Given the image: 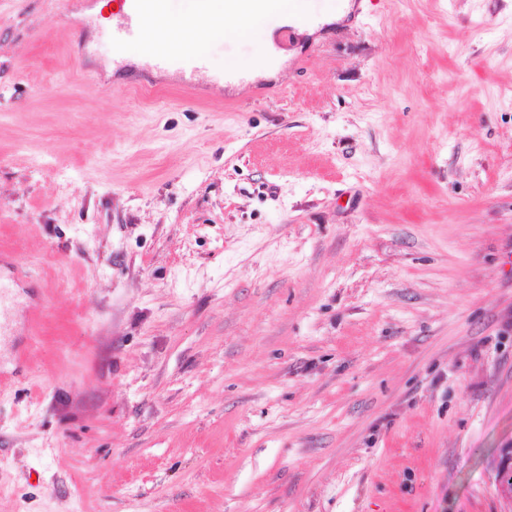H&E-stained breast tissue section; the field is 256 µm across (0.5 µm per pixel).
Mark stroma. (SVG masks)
Returning <instances> with one entry per match:
<instances>
[{
    "label": "stroma",
    "mask_w": 512,
    "mask_h": 512,
    "mask_svg": "<svg viewBox=\"0 0 512 512\" xmlns=\"http://www.w3.org/2000/svg\"><path fill=\"white\" fill-rule=\"evenodd\" d=\"M352 2L145 99L0 0V512H512V0ZM224 69V71L215 73L211 76L213 89L223 91L224 88L243 86L252 82L250 75L236 71L242 70L248 73V68L236 59L224 60ZM494 476L498 495L512 504V444L500 448L494 462Z\"/></svg>",
    "instance_id": "stroma-1"
}]
</instances>
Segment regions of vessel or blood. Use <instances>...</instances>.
Returning a JSON list of instances; mask_svg holds the SVG:
<instances>
[{
  "mask_svg": "<svg viewBox=\"0 0 512 512\" xmlns=\"http://www.w3.org/2000/svg\"><path fill=\"white\" fill-rule=\"evenodd\" d=\"M112 13V69L125 68L131 49H140L145 69L157 76H174L186 90H195V77L206 68L205 57L188 48L163 46L147 39L149 25L165 24L169 17L168 0H117ZM268 0H225L228 13L249 17L266 12Z\"/></svg>",
  "mask_w": 512,
  "mask_h": 512,
  "instance_id": "1",
  "label": "vessel or blood"
}]
</instances>
